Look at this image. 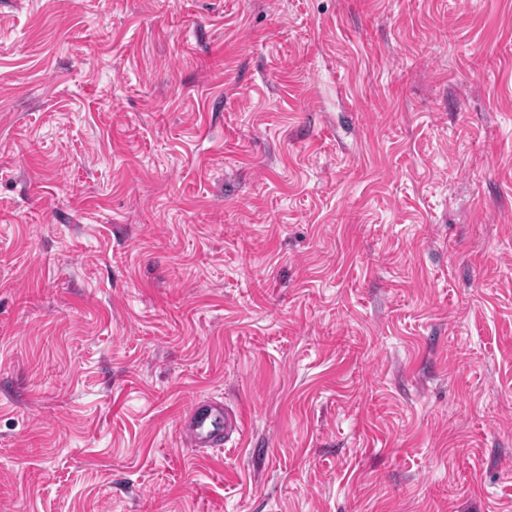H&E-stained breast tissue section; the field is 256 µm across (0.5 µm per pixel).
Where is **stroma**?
<instances>
[{
	"label": "stroma",
	"mask_w": 512,
	"mask_h": 512,
	"mask_svg": "<svg viewBox=\"0 0 512 512\" xmlns=\"http://www.w3.org/2000/svg\"><path fill=\"white\" fill-rule=\"evenodd\" d=\"M0 512H512V0H0ZM183 442L191 448L223 447L234 436H241L243 421L223 402L196 401L180 418Z\"/></svg>",
	"instance_id": "35a3bbf8"
}]
</instances>
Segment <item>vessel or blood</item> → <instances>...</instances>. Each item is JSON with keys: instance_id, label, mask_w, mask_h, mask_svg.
Returning <instances> with one entry per match:
<instances>
[{"instance_id": "vessel-or-blood-1", "label": "vessel or blood", "mask_w": 512, "mask_h": 512, "mask_svg": "<svg viewBox=\"0 0 512 512\" xmlns=\"http://www.w3.org/2000/svg\"><path fill=\"white\" fill-rule=\"evenodd\" d=\"M182 439L192 448H217L241 434L240 415L219 401L194 402L179 421Z\"/></svg>"}]
</instances>
